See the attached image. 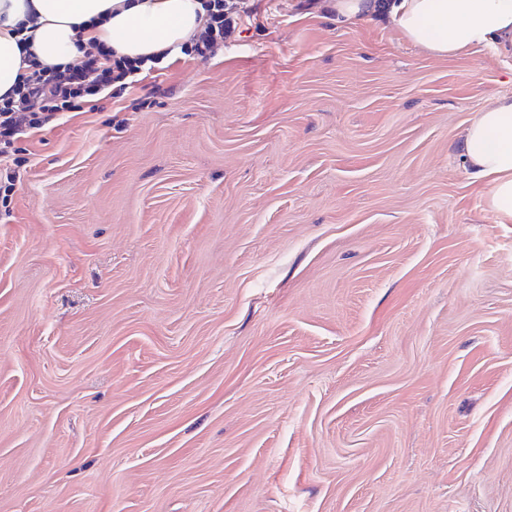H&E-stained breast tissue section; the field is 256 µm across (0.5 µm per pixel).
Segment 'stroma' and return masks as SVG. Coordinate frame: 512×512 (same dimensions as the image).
<instances>
[{
	"mask_svg": "<svg viewBox=\"0 0 512 512\" xmlns=\"http://www.w3.org/2000/svg\"><path fill=\"white\" fill-rule=\"evenodd\" d=\"M320 2L15 143L0 512H512V222L456 149L512 55Z\"/></svg>",
	"mask_w": 512,
	"mask_h": 512,
	"instance_id": "35a3bbf8",
	"label": "stroma"
}]
</instances>
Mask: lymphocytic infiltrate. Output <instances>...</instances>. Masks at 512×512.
Listing matches in <instances>:
<instances>
[{"mask_svg":"<svg viewBox=\"0 0 512 512\" xmlns=\"http://www.w3.org/2000/svg\"><path fill=\"white\" fill-rule=\"evenodd\" d=\"M204 5L210 17L208 26L186 50L187 55L200 60L208 59L232 25L224 0H205ZM141 68L138 61L89 52L82 64L59 74L49 75L39 69L22 74L16 97L0 100V164L11 161L18 138L62 120L66 113L96 101L112 87H126L128 79Z\"/></svg>","mask_w":512,"mask_h":512,"instance_id":"1","label":"lymphocytic infiltrate"}]
</instances>
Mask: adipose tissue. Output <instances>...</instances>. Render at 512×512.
Returning <instances> with one entry per match:
<instances>
[{
    "instance_id": "adipose-tissue-1",
    "label": "adipose tissue",
    "mask_w": 512,
    "mask_h": 512,
    "mask_svg": "<svg viewBox=\"0 0 512 512\" xmlns=\"http://www.w3.org/2000/svg\"><path fill=\"white\" fill-rule=\"evenodd\" d=\"M324 7L351 23L386 16L436 57L512 50V0H325ZM206 22L203 0H0V99L30 65L64 69L92 44L117 57H175ZM459 151L471 178L489 186L491 210L512 221V95L479 112Z\"/></svg>"
}]
</instances>
